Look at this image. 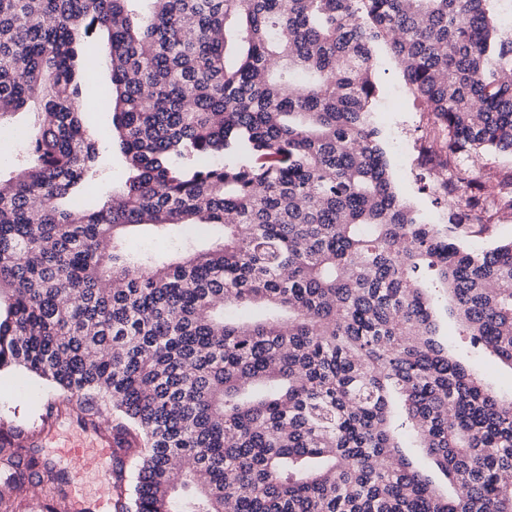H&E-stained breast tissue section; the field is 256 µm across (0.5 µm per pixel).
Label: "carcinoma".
Here are the masks:
<instances>
[{
  "instance_id": "1",
  "label": "carcinoma",
  "mask_w": 512,
  "mask_h": 512,
  "mask_svg": "<svg viewBox=\"0 0 512 512\" xmlns=\"http://www.w3.org/2000/svg\"><path fill=\"white\" fill-rule=\"evenodd\" d=\"M495 0H0V125L37 133L0 178V371L108 423L112 512H512V400L437 339L512 366V241L475 251L395 191L372 121L376 53L431 121L443 194L512 211V33ZM107 34L111 133L84 126ZM125 180L101 177L103 142ZM190 228L173 253L132 246ZM0 419V512L66 473ZM422 448L448 497L401 453ZM483 173L496 178L508 177L512 174V155L497 154L486 156ZM435 309L440 323L441 335L444 339L452 346L465 347L468 345V336H463L462 333H460L461 328L455 317L448 314V300L443 292H441Z\"/></svg>"
}]
</instances>
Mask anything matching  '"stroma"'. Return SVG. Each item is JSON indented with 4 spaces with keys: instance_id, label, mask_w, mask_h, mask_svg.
Segmentation results:
<instances>
[{
    "instance_id": "35a3bbf8",
    "label": "stroma",
    "mask_w": 512,
    "mask_h": 512,
    "mask_svg": "<svg viewBox=\"0 0 512 512\" xmlns=\"http://www.w3.org/2000/svg\"><path fill=\"white\" fill-rule=\"evenodd\" d=\"M372 118L381 131L397 193L421 213L425 222L448 225L465 246L475 250L489 249L512 240V215L502 216L484 228L461 222L458 208L438 199L433 188L419 181L421 139L426 133L427 117L419 111L394 58L386 51L378 57V93ZM46 394V387L24 370L10 368L0 372L1 416L29 425L39 423L41 403ZM52 423L53 435L42 442L41 455L57 468L67 471L70 488L88 492V505L94 512H101V505L90 495L92 475L71 471L65 451L66 444L84 438L83 427L65 413L53 418Z\"/></svg>"
}]
</instances>
